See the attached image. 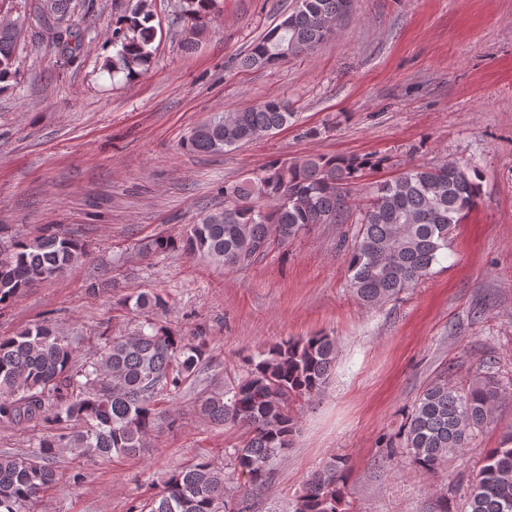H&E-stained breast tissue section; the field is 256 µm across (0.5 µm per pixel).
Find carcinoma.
<instances>
[{
	"mask_svg": "<svg viewBox=\"0 0 512 512\" xmlns=\"http://www.w3.org/2000/svg\"><path fill=\"white\" fill-rule=\"evenodd\" d=\"M353 0H297L296 7L256 40L241 59L245 68L279 64L330 39ZM217 0H178V19L188 31L185 47L205 32ZM150 0H135L112 30V74L134 79L151 66L157 29ZM39 18L55 45L72 55L81 32L72 21L73 0H38ZM20 21L0 22V90L16 75ZM295 116L284 99H269L217 112L191 129L183 148L218 153L287 126ZM377 155L306 156L269 160L258 172L224 185V207L206 212L181 236L158 234L140 244L145 254L182 251L228 270H244L276 245L316 224L359 225L344 254L356 300L377 306L395 300L425 278L448 249L455 225L480 196L479 175L469 165L412 166L380 183L358 204L351 191L366 173L385 166ZM87 256L83 243L48 227L37 237L0 248V309L27 289L56 279ZM142 315L141 327L114 336L100 359L77 363L69 337L48 323L0 336V423L42 422L52 433L24 454H0V512H31L56 482L53 461L64 453L89 457L136 455L174 414L159 410L198 375L209 344L154 318L167 301L153 290L124 298ZM336 363V341L327 334L289 339L250 359L244 376L227 375L197 402L210 422L241 431L231 474L207 456L176 468L158 492L130 512H247L246 499L224 497L231 476L262 486L272 463L285 456L298 429L297 400L319 394ZM500 397L493 375L459 389L446 380L427 386L408 416L404 448L423 473L436 471L468 447L492 420ZM347 460L335 457L317 470L296 496L291 512H349ZM464 512H512V431L469 486Z\"/></svg>",
	"mask_w": 512,
	"mask_h": 512,
	"instance_id": "carcinoma-1",
	"label": "carcinoma"
}]
</instances>
